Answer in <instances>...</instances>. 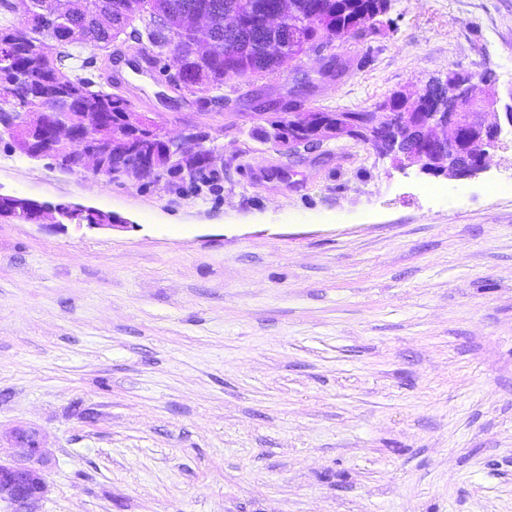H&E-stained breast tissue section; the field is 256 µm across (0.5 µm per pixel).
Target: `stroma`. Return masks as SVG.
<instances>
[{
  "label": "stroma",
  "instance_id": "obj_1",
  "mask_svg": "<svg viewBox=\"0 0 512 512\" xmlns=\"http://www.w3.org/2000/svg\"><path fill=\"white\" fill-rule=\"evenodd\" d=\"M224 107L172 68L86 49L210 181L108 183L8 151L0 193L127 228L0 218V461L37 431L31 512H512V127L486 169L396 168L347 137L291 157L261 113L362 110L454 70L512 91V0H392L344 44ZM31 200V198H30ZM30 200L27 199H4V202H1V205L4 206L8 210H12V206L15 204H19L21 207V210H26L30 213V211L36 207L39 206L41 209L44 206H50L53 207L55 210L66 214L70 217V223L75 222L78 225L81 224H87L89 227H95V228H126L128 224H118V223H124V220L112 213L103 212L99 209L92 208V207H86L79 204H72V203H57V204H51V203H39L34 204L30 202ZM32 201V200H31ZM24 203L26 204L24 207ZM57 211H53L52 213H56L60 215ZM62 216V215H60ZM64 217V216H62ZM65 218V217H64ZM112 220V224H107Z\"/></svg>",
  "mask_w": 512,
  "mask_h": 512
}]
</instances>
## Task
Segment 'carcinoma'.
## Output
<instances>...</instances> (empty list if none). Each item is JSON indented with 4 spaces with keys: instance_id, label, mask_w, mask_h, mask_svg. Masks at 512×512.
Instances as JSON below:
<instances>
[{
    "instance_id": "cac0c4a2",
    "label": "carcinoma",
    "mask_w": 512,
    "mask_h": 512,
    "mask_svg": "<svg viewBox=\"0 0 512 512\" xmlns=\"http://www.w3.org/2000/svg\"><path fill=\"white\" fill-rule=\"evenodd\" d=\"M389 0H81L80 6L64 9L60 0H22L24 18L15 20V0H0V46L11 60L0 58V128L21 125L43 111L44 94L52 90L63 99L77 98L79 106H61L62 112H105L112 128L128 125L133 102L111 87H96L80 74L87 48L107 49L116 42L144 43L153 47L152 59L169 58L187 75L182 88L192 94H208V101L224 104V87L232 90L261 76H280L296 68L308 50L323 51L331 66L338 62L336 43L355 37L358 18L382 23ZM281 6L288 24H267L269 12ZM234 13L241 25L232 39L224 36V14ZM69 67L70 77L61 69ZM379 105L391 114L389 124L375 132L358 133L357 141L379 151L381 142L408 138L405 115L417 111L415 102L402 91L384 98ZM322 120L361 127L367 110L313 109ZM104 149L112 157L107 182L129 172L124 157L128 140L109 137ZM140 154L162 163V175L204 178L213 161V151L187 154L158 141L141 144ZM53 208L77 224H118L123 219L99 209L72 203Z\"/></svg>"
}]
</instances>
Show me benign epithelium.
Returning <instances> with one entry per match:
<instances>
[{"label":"benign epithelium","mask_w":512,"mask_h":512,"mask_svg":"<svg viewBox=\"0 0 512 512\" xmlns=\"http://www.w3.org/2000/svg\"><path fill=\"white\" fill-rule=\"evenodd\" d=\"M480 80L475 75L463 74L448 96L434 98L423 86L417 90L415 102L421 107L416 125V143L409 148L398 141L386 144L384 156L400 168L417 166L424 173L444 175L452 179L471 178L486 168L489 150L496 148L502 125L485 119L488 113H497L501 102L499 92L488 89L477 94ZM48 132H39L36 138L9 137L11 150L36 159L50 157L57 168L74 167L77 173L93 172L94 176L106 174V159L98 134L86 123L78 125L63 119L50 102L41 113ZM465 120L468 132L463 137L452 133L455 123ZM132 129L140 134L157 133L169 139L168 133L154 118L145 112L136 113ZM341 135L355 138L349 128L338 126L324 128L314 122L312 112L288 114V130L269 144L278 150L295 155L300 150L317 152L331 140ZM14 437L26 449V460L10 464L0 463V502L12 506V512H28L31 503L45 492L42 474L45 448L39 437L28 430L17 429Z\"/></svg>","instance_id":"7a95c632"}]
</instances>
